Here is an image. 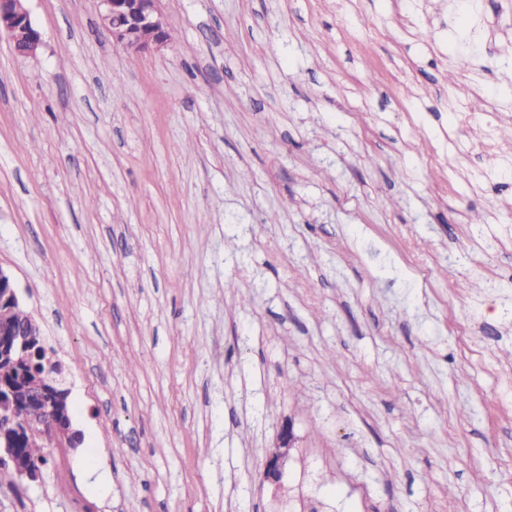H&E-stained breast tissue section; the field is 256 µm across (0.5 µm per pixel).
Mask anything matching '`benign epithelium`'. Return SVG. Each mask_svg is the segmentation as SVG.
Instances as JSON below:
<instances>
[{
  "instance_id": "7a95c632",
  "label": "benign epithelium",
  "mask_w": 512,
  "mask_h": 512,
  "mask_svg": "<svg viewBox=\"0 0 512 512\" xmlns=\"http://www.w3.org/2000/svg\"><path fill=\"white\" fill-rule=\"evenodd\" d=\"M100 24L112 38V43L130 56L158 51L170 39L169 26L158 6V0H99ZM6 37L14 52L34 56L42 47V34L33 23L26 0H0V37ZM7 307L8 317L0 319V362L16 355L29 363L36 357L41 344V331L34 321H16L11 315L21 311L20 297L12 275L0 267V308ZM59 368L35 383L23 376L0 381V421L13 424V431L0 432V462L10 463L30 481L39 478L40 471L23 467L20 449L15 440L24 433V420L41 415L49 406L59 404L63 386ZM50 447L69 448L76 444L80 433L69 420L63 419L42 434ZM296 437L293 427H282L280 445L264 465L265 479L281 483L288 455Z\"/></svg>"
}]
</instances>
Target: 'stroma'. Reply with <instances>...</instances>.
<instances>
[{"instance_id":"obj_1","label":"stroma","mask_w":512,"mask_h":512,"mask_svg":"<svg viewBox=\"0 0 512 512\" xmlns=\"http://www.w3.org/2000/svg\"><path fill=\"white\" fill-rule=\"evenodd\" d=\"M158 5L137 58L97 0L0 40V266L84 434L0 512H512V0ZM296 437L292 425L283 426L280 432V445L270 454L264 465L265 479L280 484L284 475V467L288 461V455L294 448Z\"/></svg>"}]
</instances>
